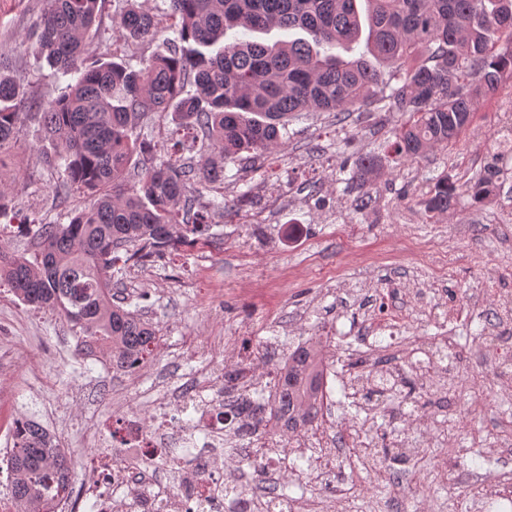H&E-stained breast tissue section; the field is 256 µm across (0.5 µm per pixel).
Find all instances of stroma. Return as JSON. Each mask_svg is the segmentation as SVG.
<instances>
[{
	"mask_svg": "<svg viewBox=\"0 0 512 512\" xmlns=\"http://www.w3.org/2000/svg\"><path fill=\"white\" fill-rule=\"evenodd\" d=\"M126 0H105L94 44L117 52L131 66L150 56L153 45L123 44L113 16ZM46 0H0V67L23 79L29 98L48 101L59 85L38 54L37 23ZM500 100L481 102L469 129L448 146L416 160H399L382 146L404 122L384 106L345 114L305 112L288 125L281 147L259 160L241 158L224 166V187L202 186L205 198L248 193L252 205L236 217L213 214L209 244L185 247L164 259L130 265L122 289L131 309L156 323L161 341L131 377L112 370L108 353L79 352L73 324L60 312L22 303L0 283V424L5 419L46 422L70 452L74 481H82L88 447L82 436L124 403L152 418L163 384L179 388L200 363H231L233 352L214 346L226 336L236 350L274 348L259 365L267 373L299 337L334 331L339 364L408 356L428 339L456 336L465 373L446 379L456 389L460 414L441 448L428 445L427 413L408 409L389 420L387 398L372 413L356 412L336 395L325 434L346 443L367 426L376 445L404 440L414 456L382 461L373 473L337 462L329 479L335 496L308 473H279L276 488L321 512H376L391 483L423 469L425 485L407 487V512H503L505 504L480 485L466 487V471H486L483 456L512 438V385L491 388L493 351L512 341V322L492 321L491 312L512 310V158L509 171L489 198H460L453 210L430 218L424 200L436 177L457 182L478 177L500 139ZM51 144L35 110L21 115L16 142L0 166V191L11 192L0 218V245L31 254L32 236L22 224H64L85 196L56 195L59 173L45 161ZM381 156L370 183L352 179L361 158ZM370 206L358 209L361 197Z\"/></svg>",
	"mask_w": 512,
	"mask_h": 512,
	"instance_id": "stroma-1",
	"label": "stroma"
}]
</instances>
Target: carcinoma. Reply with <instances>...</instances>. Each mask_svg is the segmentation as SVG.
I'll list each match as a JSON object with an SVG mask.
<instances>
[{
  "instance_id": "1",
  "label": "carcinoma",
  "mask_w": 512,
  "mask_h": 512,
  "mask_svg": "<svg viewBox=\"0 0 512 512\" xmlns=\"http://www.w3.org/2000/svg\"><path fill=\"white\" fill-rule=\"evenodd\" d=\"M367 5L369 52L391 68L384 75L364 59L333 50L359 39L358 2ZM115 23L127 42L162 40L138 69L93 53L102 0H48L37 26L41 54L54 74L77 78L37 105L60 169L58 195L81 191L90 203L66 224L33 231L32 258L0 247V281L27 305L58 309L84 341L108 347L112 367L142 363L156 344L153 324L125 308L116 283L129 262L145 263L197 242L217 210L242 209L248 193L226 203L201 200L197 184L224 183V163L261 156L282 144L298 112H350L374 101L407 115L392 148L406 160L446 146L466 131L480 101L512 81V0H169L159 18L138 0ZM300 29L311 40L263 44L234 38L214 54L203 48L230 30L244 34ZM194 91H185L186 86ZM28 107L21 80L0 71V153L16 139ZM171 117L169 143L146 132L153 116ZM199 151V161L182 158ZM493 156L484 173L462 188L443 175L425 202L439 215L465 190L490 195L502 169ZM379 166L366 155L354 176L366 183ZM368 396L394 389L386 372L369 371ZM281 399L314 415L324 384L312 346L288 355ZM11 495L26 512H54L71 488V455L37 422L13 438Z\"/></svg>"
}]
</instances>
